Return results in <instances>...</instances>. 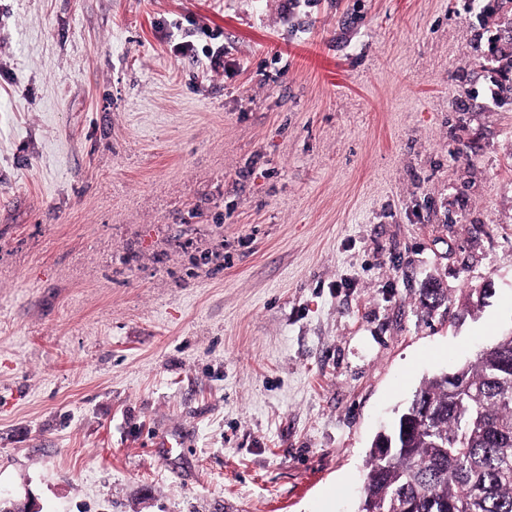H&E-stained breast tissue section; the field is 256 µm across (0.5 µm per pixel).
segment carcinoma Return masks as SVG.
<instances>
[{"label": "carcinoma", "mask_w": 512, "mask_h": 512, "mask_svg": "<svg viewBox=\"0 0 512 512\" xmlns=\"http://www.w3.org/2000/svg\"><path fill=\"white\" fill-rule=\"evenodd\" d=\"M447 300L423 289L422 304ZM448 374L424 379L387 433L384 458L373 442L357 512H512V332Z\"/></svg>", "instance_id": "1"}]
</instances>
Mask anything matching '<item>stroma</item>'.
Masks as SVG:
<instances>
[{"instance_id":"obj_1","label":"stroma","mask_w":512,"mask_h":512,"mask_svg":"<svg viewBox=\"0 0 512 512\" xmlns=\"http://www.w3.org/2000/svg\"><path fill=\"white\" fill-rule=\"evenodd\" d=\"M504 50L469 0H0V504L355 512L512 329Z\"/></svg>"}]
</instances>
